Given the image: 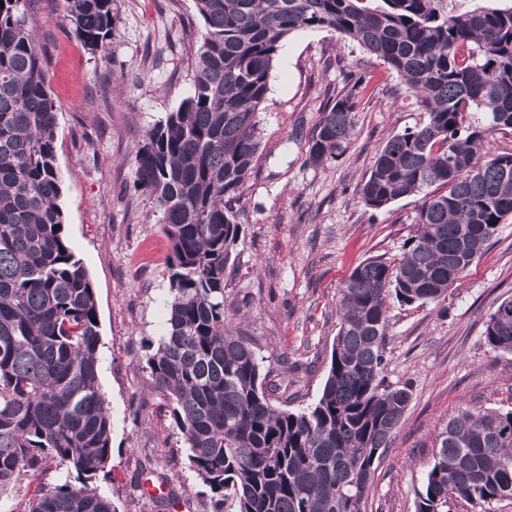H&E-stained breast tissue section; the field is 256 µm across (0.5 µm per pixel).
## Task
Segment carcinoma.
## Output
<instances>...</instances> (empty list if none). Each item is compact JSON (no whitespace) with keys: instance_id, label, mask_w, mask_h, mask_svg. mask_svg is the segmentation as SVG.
I'll list each match as a JSON object with an SVG mask.
<instances>
[{"instance_id":"cac0c4a2","label":"carcinoma","mask_w":512,"mask_h":512,"mask_svg":"<svg viewBox=\"0 0 512 512\" xmlns=\"http://www.w3.org/2000/svg\"><path fill=\"white\" fill-rule=\"evenodd\" d=\"M91 53L116 27L115 0H63ZM37 0H0V489L57 462L85 478L42 488L28 512H116L87 480L112 457L98 380L91 280L63 234L57 105L32 25ZM440 0H195L204 32L194 92L146 133L136 184L155 203L172 255L166 332L147 355L186 458L213 512H364L412 398L384 382L388 298L438 304L512 216V6L445 13ZM326 29L394 71L426 114L382 147L361 188L370 209L421 194L399 257L359 264L338 291V329L318 401L273 404L264 358L224 322V271L239 233L231 202L259 159V112L289 35ZM364 78L336 93L308 136L307 162L340 155ZM512 353V299L484 325ZM512 499V409L471 406L448 420L416 512Z\"/></svg>"}]
</instances>
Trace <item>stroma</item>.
<instances>
[{"label":"stroma","mask_w":512,"mask_h":512,"mask_svg":"<svg viewBox=\"0 0 512 512\" xmlns=\"http://www.w3.org/2000/svg\"><path fill=\"white\" fill-rule=\"evenodd\" d=\"M106 54L90 53L62 0H38L35 29L49 58L58 108L56 155L64 234L95 288L98 376L112 458L92 480L117 512H212L211 492L190 468L146 355L166 329L170 241L152 201L134 188L145 133L192 91L191 50L203 24L194 0H117ZM367 73L342 155L307 163L306 140L323 106L352 72ZM415 97L382 61L328 30H301L274 63L260 119L257 172L234 206L240 232L224 273V315L266 359L287 356L288 403L317 402L337 332L336 297L352 270L394 258L414 234L422 200L374 210L360 188L376 153L425 120ZM512 297V217L449 291L425 307L389 303L385 376L409 385L411 403L368 492L365 512H416V493L440 434L461 408H512V354L490 349L485 321ZM63 467L25 477L0 495V512H24L42 485L75 482Z\"/></svg>","instance_id":"obj_1"}]
</instances>
